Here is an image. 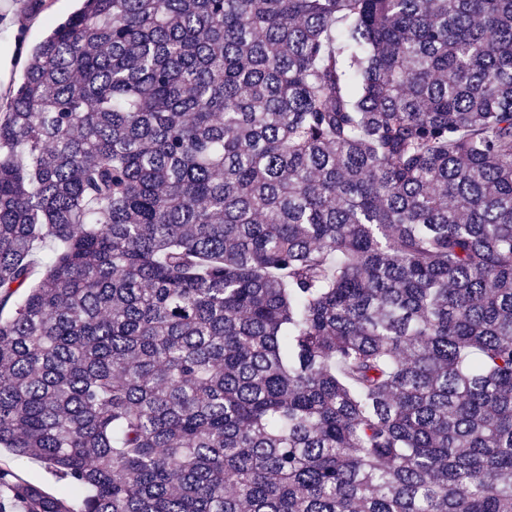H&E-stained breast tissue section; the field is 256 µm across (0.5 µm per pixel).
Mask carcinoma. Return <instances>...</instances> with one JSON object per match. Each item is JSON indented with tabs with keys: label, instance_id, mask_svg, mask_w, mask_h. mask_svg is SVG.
I'll use <instances>...</instances> for the list:
<instances>
[{
	"label": "carcinoma",
	"instance_id": "carcinoma-1",
	"mask_svg": "<svg viewBox=\"0 0 512 512\" xmlns=\"http://www.w3.org/2000/svg\"><path fill=\"white\" fill-rule=\"evenodd\" d=\"M0 512H512V0H81L0 112ZM1 467H8L15 471L22 478L41 484L52 492H61L65 482L56 478L49 472L46 465L38 459L23 458L19 459L10 454L7 450L1 448L0 452Z\"/></svg>",
	"mask_w": 512,
	"mask_h": 512
}]
</instances>
